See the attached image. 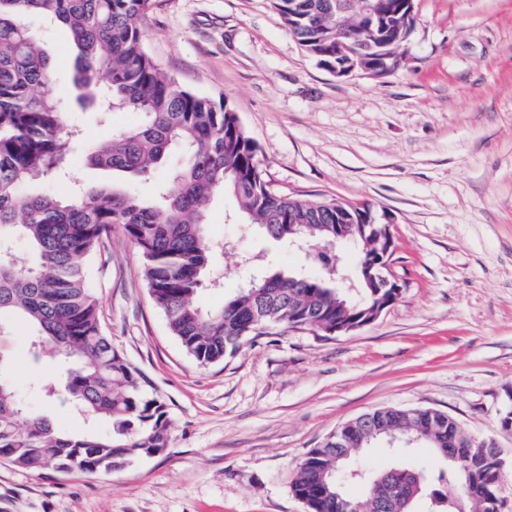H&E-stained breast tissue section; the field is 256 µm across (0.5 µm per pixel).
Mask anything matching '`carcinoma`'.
<instances>
[{"instance_id":"cac0c4a2","label":"carcinoma","mask_w":512,"mask_h":512,"mask_svg":"<svg viewBox=\"0 0 512 512\" xmlns=\"http://www.w3.org/2000/svg\"><path fill=\"white\" fill-rule=\"evenodd\" d=\"M336 0H271L272 8L308 55L326 69L336 65V20L313 28L306 16ZM391 14V41L411 34L399 13L404 0H378ZM150 0H0V366L8 360L9 320L32 327L36 358L73 361L59 385H44L48 397L109 425L100 433L60 431L16 399L0 376V462L36 474L62 473L71 460L95 474L124 465L147 450L168 445L171 420L165 403L142 385L137 370L112 347L99 320L98 299L88 285L86 261L112 225L123 228L142 257L140 274L168 328L201 365L224 360L243 341L270 327L308 328L323 335L351 322L350 304L324 280L331 256L319 254L315 274L261 269L251 287L206 310L197 302L207 270L224 246L206 237L214 197L230 194L240 218L273 239L288 243L299 229L305 242L333 236L336 207L276 193L257 159L258 146L226 102L181 87L149 54L139 25ZM30 13L66 27L76 52L78 102L109 111L131 110L142 123L89 146L83 160L112 171V183L70 196L24 192L70 170L77 131L54 95L51 61L23 23ZM173 147L184 161L155 199L144 201L127 187L164 163ZM29 245L27 257L11 250ZM356 437L329 436L311 449L291 483L309 512H398L399 501L430 496L439 512H489L463 495L464 485L497 493L503 471L489 448L466 449L465 463L448 462L437 481L459 485L457 496L417 480V471L395 465L369 480L361 498L336 494V454H351Z\"/></svg>"}]
</instances>
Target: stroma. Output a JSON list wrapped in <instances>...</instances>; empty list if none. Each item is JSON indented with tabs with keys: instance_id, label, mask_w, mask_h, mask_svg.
<instances>
[{
	"instance_id": "1",
	"label": "stroma",
	"mask_w": 512,
	"mask_h": 512,
	"mask_svg": "<svg viewBox=\"0 0 512 512\" xmlns=\"http://www.w3.org/2000/svg\"><path fill=\"white\" fill-rule=\"evenodd\" d=\"M25 23L48 54L56 92L86 144L135 126L138 113L76 102L68 30L38 14ZM149 53L184 88L221 98L259 146L274 189L302 199L369 203L390 217L398 300L374 323L320 336L273 327L202 366L167 328L121 228L87 263L112 344L165 402L167 448L111 473L32 474L0 464V512H306L290 488L298 464L338 427L383 408H430L506 459L498 495L512 512V0H416L407 68L383 80L339 78L283 26L270 0H151L141 21ZM230 196L209 206L221 307L251 274L247 259L315 271L304 252L232 221ZM0 367L20 404L64 432L88 422L50 401L64 369L34 360L29 327L10 322ZM437 475L427 444L361 451L353 468L394 462Z\"/></svg>"
}]
</instances>
